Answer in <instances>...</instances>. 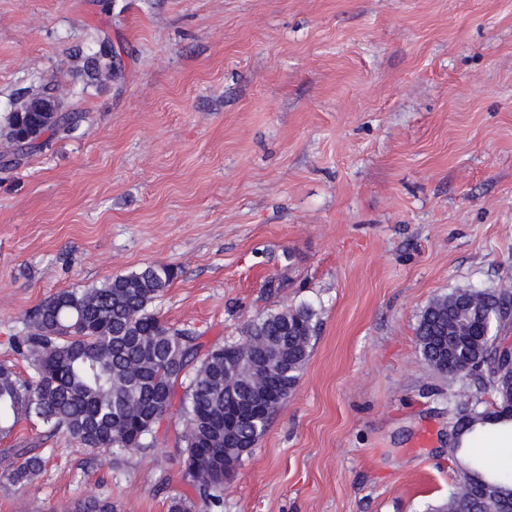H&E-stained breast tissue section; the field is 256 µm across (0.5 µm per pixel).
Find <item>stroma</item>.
<instances>
[{
	"label": "stroma",
	"instance_id": "1",
	"mask_svg": "<svg viewBox=\"0 0 512 512\" xmlns=\"http://www.w3.org/2000/svg\"><path fill=\"white\" fill-rule=\"evenodd\" d=\"M125 78L89 79L97 38ZM52 88L84 121L0 165V362L30 309L149 264L153 308L204 347L256 315L319 318L299 383L224 486V512H428L458 468L416 342L454 288L512 292V0H0V126ZM183 425L92 455L21 422L0 512L106 494L167 512ZM18 448L49 451L24 488Z\"/></svg>",
	"mask_w": 512,
	"mask_h": 512
}]
</instances>
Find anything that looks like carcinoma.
Here are the masks:
<instances>
[{
	"label": "carcinoma",
	"mask_w": 512,
	"mask_h": 512,
	"mask_svg": "<svg viewBox=\"0 0 512 512\" xmlns=\"http://www.w3.org/2000/svg\"><path fill=\"white\" fill-rule=\"evenodd\" d=\"M104 39L87 58L96 73L106 66L119 80L123 66L113 62ZM82 115L46 123L37 112H12L5 132L19 140L32 128L48 138L73 134ZM177 277L171 265L151 264L115 276L97 288L61 290L37 305L28 315L31 332L18 339V349L33 374L20 378L13 367L0 363V435L9 434L22 420L35 419L53 431L61 430L92 452L107 450L119 456L145 452L156 443L152 418L175 417L183 423L179 437L178 478L193 495L170 497L168 512H223L224 459L241 464L267 430L271 416L300 380L317 335V313L301 303L260 314L245 323L242 334L264 343L267 357L243 353L234 343L216 345L201 353L198 336L164 323L152 304ZM473 297L484 307L481 333L465 336L453 355L441 340L457 336L463 323L448 321V310ZM512 293H488L455 288L431 300L416 327L419 351L438 374L471 382L473 390L453 403L454 440L448 448L456 455L464 439L475 440L497 424L512 423V371L494 347V337L508 318ZM285 365L274 372L270 385L280 397L264 405L262 421L242 426L224 439L225 389H233L242 404L260 399L251 377L264 365ZM187 379L181 396L176 386ZM491 394L489 411L483 395ZM19 461L10 482L23 488L39 476L47 458L32 448L18 450ZM512 512V473L487 467L474 447L467 448L461 475L448 498L435 512ZM63 512H114L108 496H86L64 506Z\"/></svg>",
	"instance_id": "cac0c4a2"
}]
</instances>
